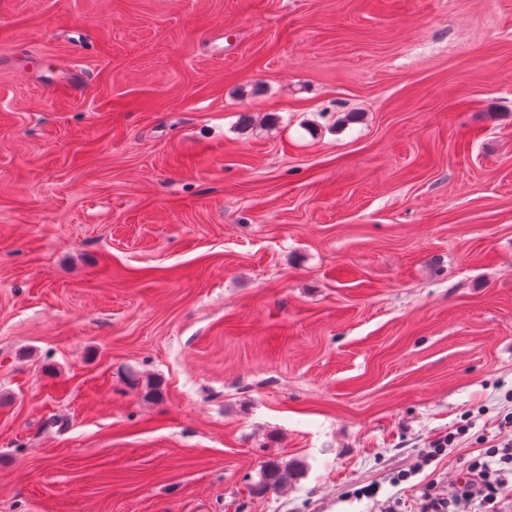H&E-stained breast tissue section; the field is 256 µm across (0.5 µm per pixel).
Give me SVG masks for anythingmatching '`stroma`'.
I'll return each instance as SVG.
<instances>
[{
    "instance_id": "35a3bbf8",
    "label": "stroma",
    "mask_w": 512,
    "mask_h": 512,
    "mask_svg": "<svg viewBox=\"0 0 512 512\" xmlns=\"http://www.w3.org/2000/svg\"><path fill=\"white\" fill-rule=\"evenodd\" d=\"M509 443L512 0H0V512H417ZM435 483L430 481L426 484L421 494L419 512H454L449 510L451 501L448 499L440 498L435 491Z\"/></svg>"
}]
</instances>
